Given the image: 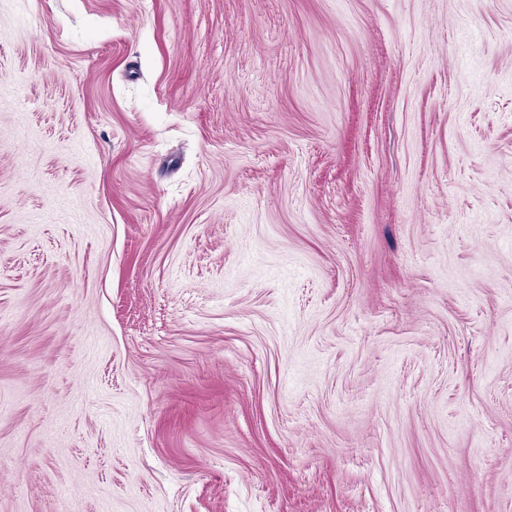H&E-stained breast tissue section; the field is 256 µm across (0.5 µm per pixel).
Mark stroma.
<instances>
[{
    "instance_id": "obj_1",
    "label": "stroma",
    "mask_w": 512,
    "mask_h": 512,
    "mask_svg": "<svg viewBox=\"0 0 512 512\" xmlns=\"http://www.w3.org/2000/svg\"><path fill=\"white\" fill-rule=\"evenodd\" d=\"M0 512H512V0H0Z\"/></svg>"
}]
</instances>
